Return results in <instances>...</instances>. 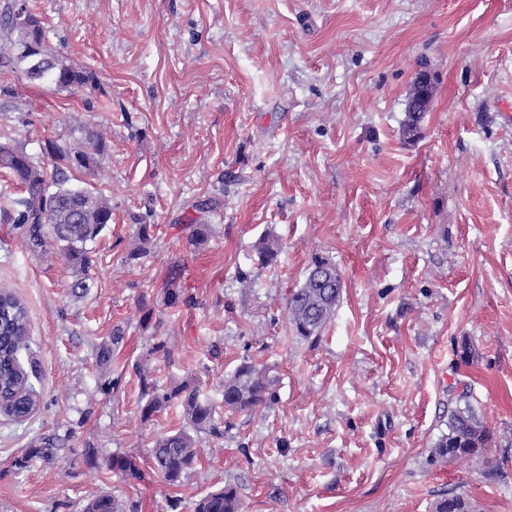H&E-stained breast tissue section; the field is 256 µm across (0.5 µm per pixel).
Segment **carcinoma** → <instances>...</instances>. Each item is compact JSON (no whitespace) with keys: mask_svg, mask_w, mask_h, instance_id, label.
<instances>
[{"mask_svg":"<svg viewBox=\"0 0 512 512\" xmlns=\"http://www.w3.org/2000/svg\"><path fill=\"white\" fill-rule=\"evenodd\" d=\"M16 0H4L0 7V51H8L9 62L28 80L53 86L59 90L93 81L92 73L81 70L68 59L53 53L47 46L46 31L32 13L29 0H23L21 9L26 19H18ZM426 112H407L402 123V137L414 142L422 136ZM91 149L68 151L55 142L45 144L44 151L52 160V167L41 163L38 157L27 153L24 147L6 140L0 142V168L6 170L20 186L22 196L12 205V221L24 231L32 248L45 245V225L52 228L53 240L59 246L67 265L74 271L72 293H88L89 270L92 267L88 244L112 222V205L102 194L84 188L69 186L70 174L88 170L96 164V156L104 151L102 141L92 131L85 133ZM261 265L277 261L280 247L270 234L261 237L255 245ZM342 294L341 276L336 266L317 260L309 268L303 284L294 290L287 301V317L293 330L304 339L319 336L321 330L335 315ZM191 297L177 283V272H172L165 288L168 306L187 304ZM123 331L113 330L109 340L96 351L98 366L110 370L115 350L123 341ZM135 370L139 376L145 404V419L172 404L183 408L185 425L160 435L150 450L149 468L171 488L179 487L189 477L198 461L194 434L207 431L223 435L216 406L202 397L201 391L189 384L163 387L157 384L148 368L141 364ZM39 372L32 362L30 320L24 303L11 291L0 289V392L4 396L3 414L20 422L32 416L40 406V395L35 382ZM270 383L263 371L248 362L237 366L224 379L223 404L229 412L252 411L272 400ZM491 440L490 429L469 403L456 407L448 417V433L435 443L430 462L477 457L484 453ZM60 438L47 437L27 449L15 460V466L25 468L38 459L55 465L60 461ZM90 470L103 467L120 473L128 480H139L143 472L138 461L125 454L101 455L100 449L88 442L75 453ZM137 509L125 505L110 495L88 500L81 512H126ZM241 501L237 487L227 484L194 502L192 512H240ZM435 512H475L467 498L454 494L438 501Z\"/></svg>","mask_w":512,"mask_h":512,"instance_id":"obj_1","label":"carcinoma"}]
</instances>
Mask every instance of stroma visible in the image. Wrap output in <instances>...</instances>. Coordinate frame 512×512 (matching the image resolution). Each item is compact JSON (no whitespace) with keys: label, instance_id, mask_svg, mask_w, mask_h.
I'll return each instance as SVG.
<instances>
[{"label":"stroma","instance_id":"obj_1","mask_svg":"<svg viewBox=\"0 0 512 512\" xmlns=\"http://www.w3.org/2000/svg\"><path fill=\"white\" fill-rule=\"evenodd\" d=\"M49 46L92 72L59 91L0 69V141L32 154L99 134L102 158L71 184L112 222L92 245V287L71 293L55 244L12 222L0 169V288L28 309L43 403L0 416V512H79L111 494L138 512H190L232 484L243 512H434L460 494L512 512V0H32ZM436 91L422 138L400 134L410 86ZM154 227L134 258L137 226ZM206 224L203 245L189 223ZM283 246L263 267L255 243ZM343 282L318 338L286 301L315 260ZM192 301L166 306L172 265ZM152 317H145V308ZM124 340L110 370L95 349ZM165 341L172 363L150 356ZM469 341L473 359L456 348ZM274 400L201 432L191 476L130 481L81 463L25 469L41 438L91 442L147 464L173 405L146 419L134 366L214 403L242 362ZM118 380L117 390L101 389ZM492 430L483 456L431 463L459 395ZM497 477H490V470ZM124 333L122 329L117 328L113 330L112 336L108 341L103 342L99 345L96 351V361L98 366L102 370H110L112 366V359L115 350L124 339Z\"/></svg>","mask_w":512,"mask_h":512}]
</instances>
